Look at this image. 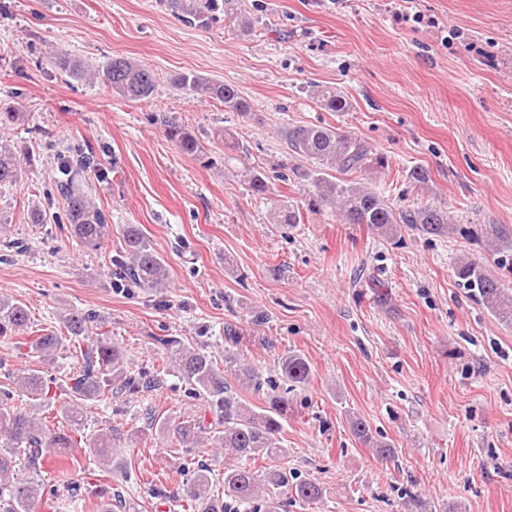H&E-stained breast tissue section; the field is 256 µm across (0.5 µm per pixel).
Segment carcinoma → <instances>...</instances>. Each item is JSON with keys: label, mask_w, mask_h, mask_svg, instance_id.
Segmentation results:
<instances>
[{"label": "carcinoma", "mask_w": 512, "mask_h": 512, "mask_svg": "<svg viewBox=\"0 0 512 512\" xmlns=\"http://www.w3.org/2000/svg\"><path fill=\"white\" fill-rule=\"evenodd\" d=\"M177 18L208 25L216 20L220 10L218 0H161ZM57 66L73 78L106 84L113 93L132 101L149 99L156 86L152 70L124 57H114L96 69L85 62L57 51L53 53ZM175 84L194 99L216 100L224 110L242 117L251 113L250 103L239 90L221 81L183 74ZM319 102L331 112L346 109V99L334 87L317 91ZM166 134L178 149L189 156L203 152L201 141L185 125L171 123ZM288 148L312 162V166L296 168V178L309 183L312 196L309 210L328 205L337 209L345 224L364 225L387 239L400 235L401 227L413 228L423 235L447 236L456 231L448 223V214L441 209L421 204L412 208L395 209L374 188L350 179L357 173H377L387 164L383 154L374 151L365 141L331 126L299 125L285 132ZM26 151H16L0 144V187L17 182ZM100 166L96 153L89 146L66 148L61 177L56 186L66 203L69 233L88 251L98 250L108 231L105 212L96 205L93 188L86 175ZM344 175L338 178L335 173ZM251 192L265 196L270 187L267 176L255 166H244ZM278 224H298L300 214L294 208L281 205L275 210ZM491 244L502 253V265H512V239L495 224L485 229ZM123 240L120 250L112 257V276L121 282L140 288H162L168 280L164 259L147 241L139 227L125 224L120 229ZM456 276L463 287L477 298L498 319L512 325V292L479 258L464 257L456 262ZM96 315L90 311L71 309L63 317L65 333L52 330L28 342L33 356L51 360L61 349H73L81 359L78 370L66 378L68 398L63 414L75 427L84 424L88 403L109 398H132L151 392L164 384L161 373L140 370L127 365L123 349L104 338L93 335ZM28 312L23 303L8 297L0 298V338L17 336L28 329ZM224 367H219L203 350L183 346L173 336H159L155 341L171 353V362L179 376L189 386L192 395L202 398L216 414V421L206 425L200 419H184L177 428L182 440L200 443L202 435L219 447L231 451L235 463L224 466V495L214 493L211 472L201 464L187 471L186 496L193 512H281L288 502L311 504L319 502L324 487L314 478L300 476L283 463L288 449L278 434L293 412L289 393L309 383L311 370L307 359L298 351L287 350L278 359L281 382L264 378L258 369L246 363L237 351L236 330L224 328ZM230 373L234 383L224 378ZM10 386L0 389V512H35L43 495L41 475L48 454L53 448H70L73 435L51 430L37 415L50 410L55 394L42 371L20 368L9 376ZM250 390L261 396L263 404L253 407L243 403L237 390ZM22 392L29 399V408L14 406L13 393ZM352 436L366 448H374L380 456L393 454L390 445L378 440L363 418L348 419ZM84 453L99 464L109 466L116 451L113 430L98 429L82 436ZM22 458L29 475H14L16 458ZM268 459L273 465L259 473L251 467L257 459Z\"/></svg>", "instance_id": "cac0c4a2"}]
</instances>
